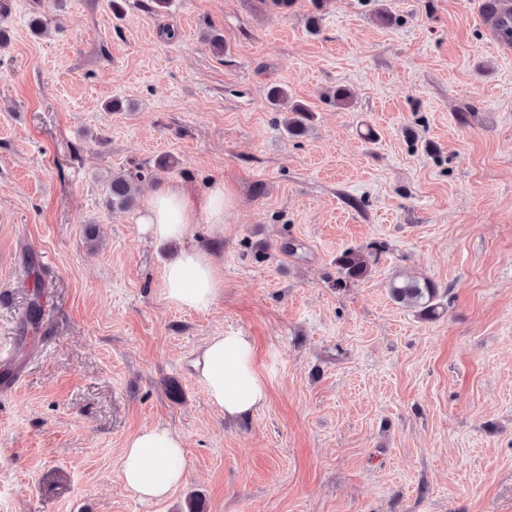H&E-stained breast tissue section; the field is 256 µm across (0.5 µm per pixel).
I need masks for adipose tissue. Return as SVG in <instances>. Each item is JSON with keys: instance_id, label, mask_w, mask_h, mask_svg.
Masks as SVG:
<instances>
[{"instance_id": "ef3b65f1", "label": "adipose tissue", "mask_w": 512, "mask_h": 512, "mask_svg": "<svg viewBox=\"0 0 512 512\" xmlns=\"http://www.w3.org/2000/svg\"><path fill=\"white\" fill-rule=\"evenodd\" d=\"M214 228L224 222V187L215 185L202 200L179 184L153 195L138 222L143 233L160 241H182L198 218ZM166 299L177 306L206 310L224 286L214 257L198 248L185 249L180 258L162 270ZM197 378L209 401L225 417L251 415L267 401V388L255 368L251 338L227 332L209 339L193 361ZM186 449L182 438L161 427L144 430L130 438L121 454V473L126 487L145 501H158L185 479Z\"/></svg>"}]
</instances>
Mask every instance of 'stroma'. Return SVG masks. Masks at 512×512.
<instances>
[{"label":"stroma","instance_id":"stroma-1","mask_svg":"<svg viewBox=\"0 0 512 512\" xmlns=\"http://www.w3.org/2000/svg\"><path fill=\"white\" fill-rule=\"evenodd\" d=\"M474 2L0 0V347L26 354L0 395V512H512V54ZM274 83L314 111L304 136ZM129 171L136 206L111 208ZM178 182L224 187L223 233L191 230L224 274L204 311L163 295L182 243L137 224ZM375 243L334 288L337 254ZM401 274L444 289L439 319L391 300ZM227 331L268 390L234 421L190 367ZM157 426L187 472L149 503L120 452Z\"/></svg>","mask_w":512,"mask_h":512}]
</instances>
